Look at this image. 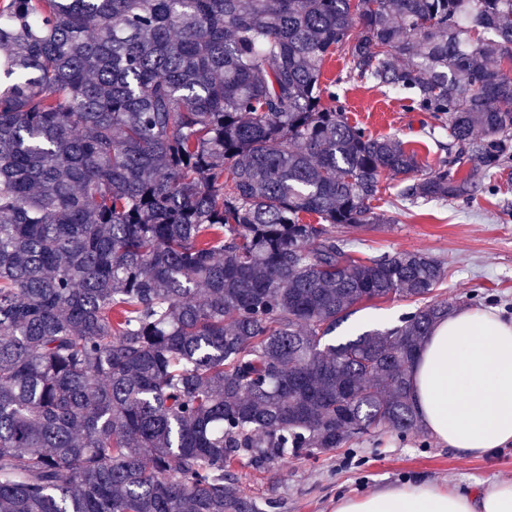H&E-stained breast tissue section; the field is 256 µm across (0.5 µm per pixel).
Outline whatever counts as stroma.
Returning <instances> with one entry per match:
<instances>
[{
	"mask_svg": "<svg viewBox=\"0 0 512 512\" xmlns=\"http://www.w3.org/2000/svg\"><path fill=\"white\" fill-rule=\"evenodd\" d=\"M347 71V60L337 54L326 61L323 78L335 81L350 122L375 135L400 138L422 165L436 166L445 157L448 136L431 134L428 113L404 110L397 95L347 78ZM396 191L395 181L383 182L375 203L384 216L381 223L343 230L354 255L431 254L445 264L439 294L452 307L493 308L512 318V162L494 170L490 185L479 187L467 204L429 202L401 211L394 204ZM415 308V302L400 297L361 303L335 335L393 327ZM235 474L263 512H334L337 497L388 484L428 480L442 488H468L489 479L512 480V446L483 458H463L425 431H387L266 472L240 466Z\"/></svg>",
	"mask_w": 512,
	"mask_h": 512,
	"instance_id": "obj_1",
	"label": "stroma"
}]
</instances>
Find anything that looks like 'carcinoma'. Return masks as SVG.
<instances>
[{
  "label": "carcinoma",
  "instance_id": "1",
  "mask_svg": "<svg viewBox=\"0 0 512 512\" xmlns=\"http://www.w3.org/2000/svg\"><path fill=\"white\" fill-rule=\"evenodd\" d=\"M0 51V512H260L234 465L420 429L444 263L336 230L512 161V0H0ZM338 52L438 167L348 121ZM417 303L400 297L363 302L336 328L332 336L341 338L371 328H390L399 325L402 317L413 312Z\"/></svg>",
  "mask_w": 512,
  "mask_h": 512
}]
</instances>
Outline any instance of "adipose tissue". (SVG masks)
Masks as SVG:
<instances>
[{"label":"adipose tissue","instance_id":"1","mask_svg":"<svg viewBox=\"0 0 512 512\" xmlns=\"http://www.w3.org/2000/svg\"><path fill=\"white\" fill-rule=\"evenodd\" d=\"M425 430L459 456L482 458L512 443V320L461 308L426 337L412 371ZM335 512H512V480L462 491L431 482L339 497Z\"/></svg>","mask_w":512,"mask_h":512}]
</instances>
